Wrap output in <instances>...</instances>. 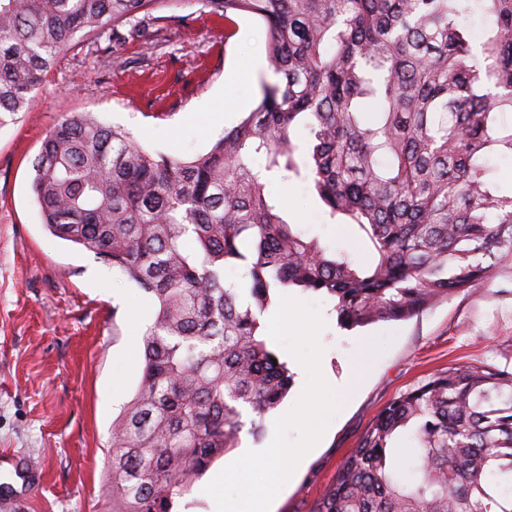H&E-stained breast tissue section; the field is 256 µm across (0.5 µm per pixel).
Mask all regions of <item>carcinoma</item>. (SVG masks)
I'll return each mask as SVG.
<instances>
[{
    "mask_svg": "<svg viewBox=\"0 0 512 512\" xmlns=\"http://www.w3.org/2000/svg\"><path fill=\"white\" fill-rule=\"evenodd\" d=\"M169 0H0V114L32 92L77 34L159 23ZM261 20L278 76L205 152L147 150L89 114L66 115L33 163L44 227L100 255L156 304L132 399L112 422V512H173L291 375L260 316L275 292L334 301L340 326L411 318L484 284L512 255V193L487 159L512 155V0H198ZM489 20L479 46L460 18ZM309 130L299 144L298 126ZM261 156L264 164L255 165ZM307 182L329 219L358 226V267L283 218L271 174ZM229 267L242 270L226 280ZM250 412L255 418L243 421ZM417 441L399 479L395 440ZM512 372L452 364L395 397L360 436L314 512H512Z\"/></svg>",
    "mask_w": 512,
    "mask_h": 512,
    "instance_id": "1",
    "label": "carcinoma"
}]
</instances>
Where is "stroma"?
<instances>
[{"label":"stroma","mask_w":512,"mask_h":512,"mask_svg":"<svg viewBox=\"0 0 512 512\" xmlns=\"http://www.w3.org/2000/svg\"><path fill=\"white\" fill-rule=\"evenodd\" d=\"M164 27L118 41L111 29L77 38L36 87L31 109L0 124V484L13 473L5 455L34 459L45 473L22 512H102L105 452L113 420L136 390L143 335L153 301L131 288L94 252L51 235L31 193L32 163L46 133L66 114H91L145 145L182 158L206 151L252 111L265 65L266 27L249 15L232 26L201 13L196 0H171ZM260 60L256 76L232 69ZM289 223L307 237L348 252L360 265L370 246L332 223L305 182L272 178ZM104 272L92 282L91 271ZM315 305L328 382L352 375L362 344L368 371L340 409L319 448L296 468L273 512H314L339 465L380 411L451 363L512 371V259L499 263L479 292L460 293L404 320L348 330L334 303L289 288Z\"/></svg>","instance_id":"35a3bbf8"}]
</instances>
